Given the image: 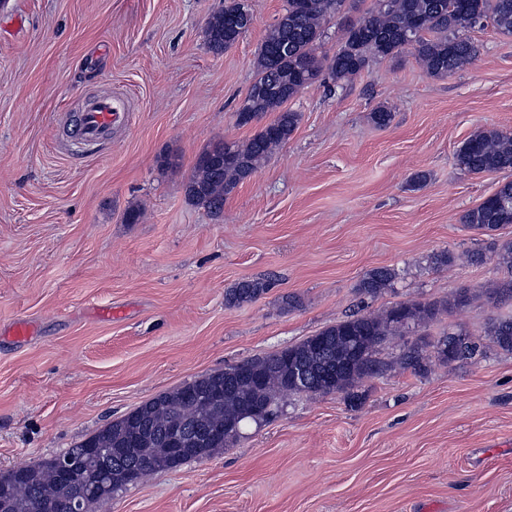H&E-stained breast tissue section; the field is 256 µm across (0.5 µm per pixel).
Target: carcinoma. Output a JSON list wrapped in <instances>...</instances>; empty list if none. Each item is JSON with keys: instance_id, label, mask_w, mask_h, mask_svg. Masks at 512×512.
Segmentation results:
<instances>
[{"instance_id": "obj_1", "label": "carcinoma", "mask_w": 512, "mask_h": 512, "mask_svg": "<svg viewBox=\"0 0 512 512\" xmlns=\"http://www.w3.org/2000/svg\"><path fill=\"white\" fill-rule=\"evenodd\" d=\"M285 13L267 31L254 61L255 79L236 112V124L247 126L256 120L263 125L249 139L220 140L203 151L195 172L185 188L195 205L218 216L224 199L240 182L250 178L296 130L300 114L284 105L321 76L323 83L345 89L374 59H397L409 50L432 77H445L465 70L476 59L479 48L467 36L475 28L491 26L499 34L512 36V0H372V7L358 22L344 27L338 48L330 58L318 53L324 26L333 16L354 8L347 0H287ZM237 0H227L224 9L213 14L204 37L216 55L232 48L241 37L235 14ZM456 165L471 173L512 170V135L484 129L471 135L455 156ZM472 231H496L512 224V181L498 189L462 216ZM395 273L386 267L367 272L357 285L363 296L374 298L391 284ZM272 283L266 279L242 281L227 290L225 303L241 306L266 294ZM470 297L460 293L437 305L401 302L381 312L352 314L311 336L298 345L262 358L231 365L220 372L198 378L173 392L160 395L134 411L111 422L74 446L87 448H138L140 457L160 456L176 444L165 442L173 424L186 428L208 426L219 432L209 454L246 438V428L255 420L245 414L254 403L271 415L274 405L299 390L288 385L281 374L294 355L306 358L313 367L317 387L311 394L325 393L333 385L348 393L352 406L362 403L354 388L385 365L376 358L378 348L392 337L407 336L437 317L440 311L466 307ZM487 336L497 348L512 352V318L497 319ZM443 351L438 361L450 364L471 360L482 354L483 345L458 332L439 341ZM401 364L416 373L428 370L429 356L411 346ZM28 479L13 488L14 512H31L40 499L64 495L54 461L27 464Z\"/></svg>"}]
</instances>
